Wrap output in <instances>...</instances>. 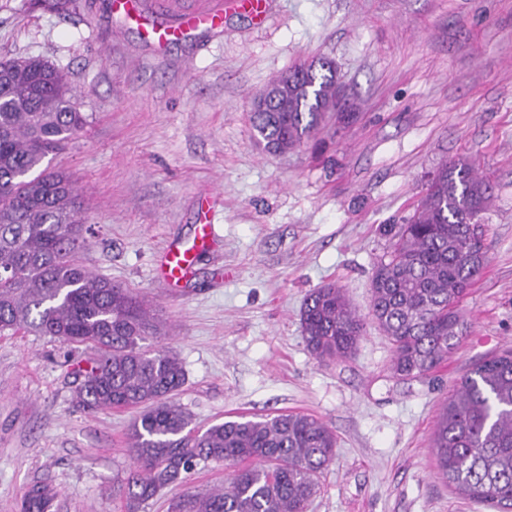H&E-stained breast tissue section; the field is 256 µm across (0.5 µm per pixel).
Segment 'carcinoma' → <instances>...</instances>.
<instances>
[{
  "mask_svg": "<svg viewBox=\"0 0 512 512\" xmlns=\"http://www.w3.org/2000/svg\"><path fill=\"white\" fill-rule=\"evenodd\" d=\"M277 110L252 112L263 149L286 152L316 137L336 112L333 68L300 62L276 76ZM88 124L64 72L41 56L0 60V333L34 331L87 345L74 401L87 414L140 409L128 433L134 465L122 491L126 512H142L200 464L229 471L224 486L172 497L168 512H307L336 435L304 413L243 416L192 426L175 401L185 383L178 357L151 343L166 332L145 300L90 271L80 253L92 226L69 177L43 166ZM493 185L466 162L443 165L413 215L384 228L391 246L375 266L370 316L391 345V377L425 378L466 334L459 299L479 278L487 250L484 214ZM307 347L318 359L345 358L365 319L342 288L327 284L300 311ZM438 466L456 494L512 512V348L485 359L448 398L433 433ZM58 493L35 483L20 512H52Z\"/></svg>",
  "mask_w": 512,
  "mask_h": 512,
  "instance_id": "carcinoma-1",
  "label": "carcinoma"
}]
</instances>
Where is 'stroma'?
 Segmentation results:
<instances>
[{
	"instance_id": "obj_1",
	"label": "stroma",
	"mask_w": 512,
	"mask_h": 512,
	"mask_svg": "<svg viewBox=\"0 0 512 512\" xmlns=\"http://www.w3.org/2000/svg\"><path fill=\"white\" fill-rule=\"evenodd\" d=\"M144 18L221 8L224 21L157 47L111 0L63 16L0 0V58L40 55L64 70L89 116L47 157L69 175L94 227L81 254L94 273L148 301L181 361L177 400L196 425L308 413L335 456L308 512H493L439 475L433 432L474 364L512 347V0H270L264 20L225 0H138ZM325 57L339 111L308 143L264 151L252 98L276 75ZM476 165L494 196L489 262L459 309L458 349L430 377L398 382L391 346L367 323L356 353L318 361L299 314L333 282L368 315L387 224L403 223L444 164ZM211 224L214 244L176 287L158 277L174 240ZM35 332L0 335V512L24 487L51 485L59 512H125L135 410L73 404L78 363Z\"/></svg>"
}]
</instances>
